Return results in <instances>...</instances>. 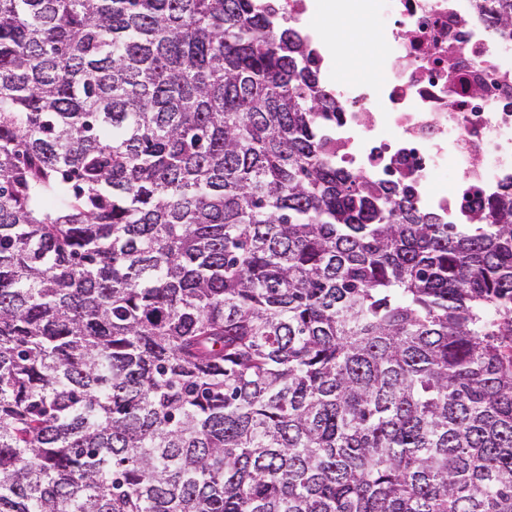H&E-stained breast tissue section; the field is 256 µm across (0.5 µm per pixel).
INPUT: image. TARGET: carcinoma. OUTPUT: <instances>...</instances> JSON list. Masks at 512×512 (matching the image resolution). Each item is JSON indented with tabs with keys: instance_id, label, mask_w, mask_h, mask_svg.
<instances>
[{
	"instance_id": "obj_1",
	"label": "carcinoma",
	"mask_w": 512,
	"mask_h": 512,
	"mask_svg": "<svg viewBox=\"0 0 512 512\" xmlns=\"http://www.w3.org/2000/svg\"><path fill=\"white\" fill-rule=\"evenodd\" d=\"M338 119L260 0H0V512H512V190Z\"/></svg>"
}]
</instances>
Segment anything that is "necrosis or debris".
<instances>
[{
  "label": "necrosis or debris",
  "instance_id": "4bbe7bcc",
  "mask_svg": "<svg viewBox=\"0 0 512 512\" xmlns=\"http://www.w3.org/2000/svg\"><path fill=\"white\" fill-rule=\"evenodd\" d=\"M329 60L324 90L342 119L330 144L345 166L409 183L458 213L466 191L512 180V40L497 0H265ZM376 30L369 73L339 72L361 29Z\"/></svg>",
  "mask_w": 512,
  "mask_h": 512
}]
</instances>
